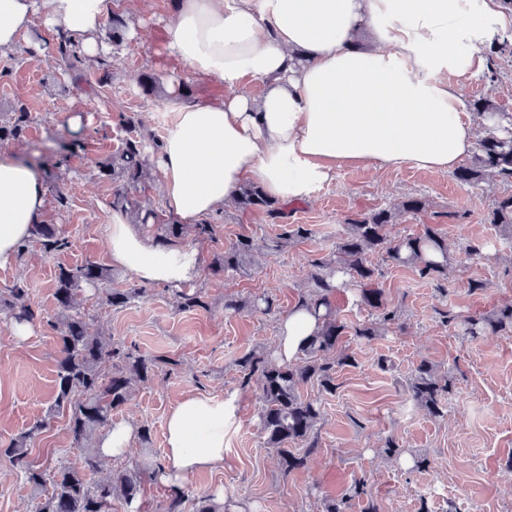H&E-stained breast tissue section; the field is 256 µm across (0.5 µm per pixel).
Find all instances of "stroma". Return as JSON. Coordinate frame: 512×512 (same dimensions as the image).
<instances>
[{
    "label": "stroma",
    "instance_id": "35a3bbf8",
    "mask_svg": "<svg viewBox=\"0 0 512 512\" xmlns=\"http://www.w3.org/2000/svg\"><path fill=\"white\" fill-rule=\"evenodd\" d=\"M173 2L133 0L141 25L121 45L109 47L112 78L104 84L93 61L76 70L61 69L57 40L39 17L15 49L0 53V112L20 102L32 116L26 138L0 144V158L30 162L41 172L48 195L42 220L72 242L69 250L48 257L31 238L23 257L0 265V289L25 279L28 300L42 313L22 340L14 336L12 320L0 315V447L35 421L49 419L29 446L30 461L42 468L73 466L80 457L65 430V417L48 415L56 390L54 282L59 268L93 262L110 270L115 288L141 285L133 273L113 266L105 251L112 183L96 170L97 162L114 153L126 136L121 117H134L138 133L147 140L162 138L176 118L164 92L144 93L138 78L145 72L165 77L179 70L183 102L224 97L218 77L183 72L180 62L164 55L163 22ZM34 42L42 45L44 57H32ZM448 81L459 86L464 102L487 98L499 111L512 113V56L498 58L495 72L452 75ZM73 113L82 117L76 128L68 122ZM66 147L72 155L61 172L54 162ZM60 190L69 198L68 208H59L55 200ZM505 191L497 182L463 185L449 171L344 165L312 200L286 204L284 223L258 210L227 206L209 217L216 226L213 239L185 237L184 247L197 250L200 258L198 274L186 289L201 292L206 308L179 310L171 287L164 284L152 285L147 297L119 309L86 291L80 309L90 331H104L142 354L178 363L177 370L137 386L129 404L112 415L113 423L151 429L150 440L135 439L128 455L110 463L115 471L138 469L137 502L143 512H160L170 493V484L161 482L154 468L164 459L166 415L188 394L232 399L237 420L226 430L223 467L182 482L186 512H195L201 497L218 492L249 512H320L326 499L344 494L360 476L368 482V495L354 501L351 512H363L371 504L379 512H417L423 500L430 512H446L451 505L457 512H512V335L467 341L437 315L446 303L462 315L475 316L512 302V244L506 243L501 228L486 221L494 199ZM408 198L421 199L424 206L400 213L390 234H416L427 224L441 228L453 269L447 281L436 283L373 257L380 272L377 285L398 306L403 326L367 344L345 339L356 363L338 369L335 393L303 387L305 397L322 403L318 448L305 468L282 474L261 430L258 394L240 386L236 361L253 350L277 348L280 324L306 283L311 261L334 251L350 218L395 208ZM286 223L307 225L311 233L280 252L268 251L267 243L279 237ZM241 236L257 247L250 264L213 272L214 255ZM468 244L482 247L483 261L466 258L463 248ZM473 279L486 281V289L469 293L466 284ZM254 294L272 296L275 311L225 312V299ZM423 359L452 381L448 414L441 419L426 416L407 392V378ZM391 437L404 449L400 458L382 451ZM420 457L430 460V468L414 467ZM42 498L0 456V512H34Z\"/></svg>",
    "mask_w": 512,
    "mask_h": 512
}]
</instances>
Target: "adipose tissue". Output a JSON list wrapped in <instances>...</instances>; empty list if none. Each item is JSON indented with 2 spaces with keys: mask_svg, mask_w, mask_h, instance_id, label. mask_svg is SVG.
Here are the masks:
<instances>
[{
  "mask_svg": "<svg viewBox=\"0 0 512 512\" xmlns=\"http://www.w3.org/2000/svg\"><path fill=\"white\" fill-rule=\"evenodd\" d=\"M105 0H0V51L14 49L35 14L89 57L103 46ZM370 45L357 41L360 30ZM512 36L504 0H176L164 25L170 54L219 76L224 97L179 106L155 159L165 209L197 224L247 181L281 202L308 201L338 166L453 169L473 147L471 120L449 75L475 76L489 49ZM264 81L261 96L246 86ZM47 204L41 175L0 161V263L13 259ZM112 263L141 281L189 283L196 250L154 246L113 213ZM316 329L307 310L280 326L278 357L293 360ZM232 401L184 396L165 418L160 480L178 483L224 464Z\"/></svg>",
  "mask_w": 512,
  "mask_h": 512,
  "instance_id": "obj_1",
  "label": "adipose tissue"
}]
</instances>
